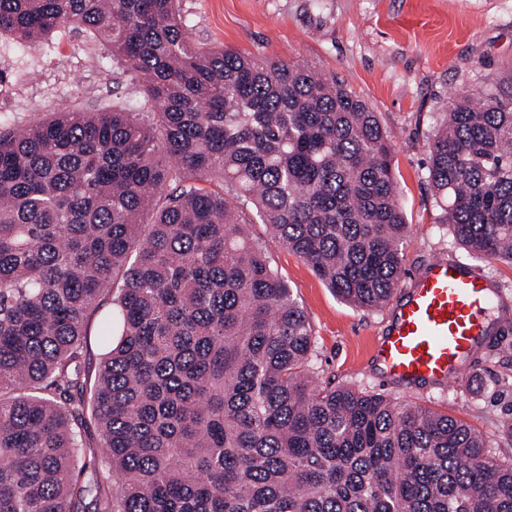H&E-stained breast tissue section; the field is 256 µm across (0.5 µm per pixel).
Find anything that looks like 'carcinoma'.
Masks as SVG:
<instances>
[{
  "instance_id": "obj_1",
  "label": "carcinoma",
  "mask_w": 512,
  "mask_h": 512,
  "mask_svg": "<svg viewBox=\"0 0 512 512\" xmlns=\"http://www.w3.org/2000/svg\"><path fill=\"white\" fill-rule=\"evenodd\" d=\"M62 27L130 63L150 112L0 126V512H512V462L471 425L318 380L240 219L384 307L406 224L377 113L315 65L190 43L180 0H0L1 34ZM429 149L441 223L512 264V77Z\"/></svg>"
}]
</instances>
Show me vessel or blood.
I'll return each mask as SVG.
<instances>
[{
	"label": "vessel or blood",
	"mask_w": 512,
	"mask_h": 512,
	"mask_svg": "<svg viewBox=\"0 0 512 512\" xmlns=\"http://www.w3.org/2000/svg\"><path fill=\"white\" fill-rule=\"evenodd\" d=\"M497 296L482 266L435 259L415 274L371 353L392 380L445 383L460 374L490 320L512 322L511 314L498 312Z\"/></svg>",
	"instance_id": "1"
}]
</instances>
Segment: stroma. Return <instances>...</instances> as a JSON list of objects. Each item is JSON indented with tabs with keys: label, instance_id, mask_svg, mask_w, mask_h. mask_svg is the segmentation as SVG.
<instances>
[{
	"label": "stroma",
	"instance_id": "35a3bbf8",
	"mask_svg": "<svg viewBox=\"0 0 512 512\" xmlns=\"http://www.w3.org/2000/svg\"><path fill=\"white\" fill-rule=\"evenodd\" d=\"M181 7L191 43L318 65L377 113L391 135L408 226L402 285L436 257L468 259L440 222L427 178L429 139L459 93L512 76V0H181ZM140 97L131 65L106 62L84 32L60 28L33 45L0 34L2 125L33 124L63 100L86 112ZM245 220L308 317L320 380L448 412L488 437L493 456L512 460L503 438L512 423V332L500 353L476 348L462 379L414 388L390 383L371 358V343L388 326L391 307L372 312L345 303L255 213Z\"/></svg>",
	"mask_w": 512,
	"mask_h": 512
}]
</instances>
